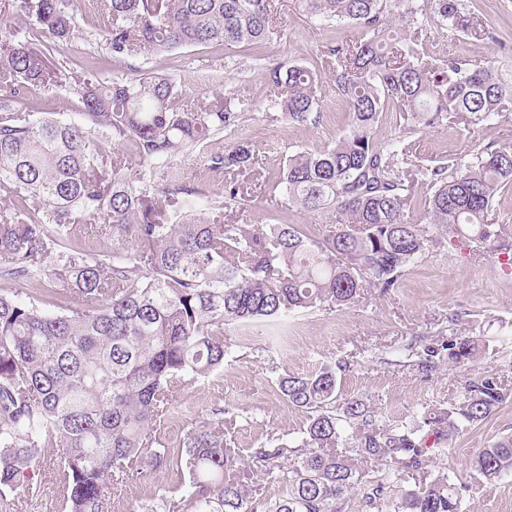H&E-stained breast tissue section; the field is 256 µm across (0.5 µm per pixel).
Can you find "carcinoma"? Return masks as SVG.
Instances as JSON below:
<instances>
[{
	"instance_id": "cac0c4a2",
	"label": "carcinoma",
	"mask_w": 512,
	"mask_h": 512,
	"mask_svg": "<svg viewBox=\"0 0 512 512\" xmlns=\"http://www.w3.org/2000/svg\"><path fill=\"white\" fill-rule=\"evenodd\" d=\"M446 29L476 30L464 0H430ZM0 12L25 21L19 39H0V280L46 279L56 311L33 298L0 295V487L12 488L44 462L66 512H103L114 483L146 469L177 472L181 494L161 493L133 512H341L364 484L365 467L388 474L421 468L427 436L381 425L374 411L341 393L343 361L288 374L278 389L307 413L287 443L236 447L217 409L184 434L176 449L157 435L175 413L181 386L224 366V325H285L289 316L354 305L365 291L385 295L430 250L462 243L512 262V225L490 219L496 197L512 187V148H485L467 160L425 166L412 138L427 128L479 125L512 104V83L491 67L456 56L433 63L388 33L399 19L414 38L427 31L412 0H303L312 16L348 22L357 33L325 46L332 80L351 116L348 130L319 151L288 159L271 192L287 197L274 224L224 222L240 188L222 200L186 186L176 161L238 125L251 103L175 107L172 77L142 72L139 58L213 43L261 50L281 38L272 0H101L96 30L112 59L135 77L102 76L91 57L73 61L56 47L75 38L81 0H0ZM71 75L80 120L28 112L26 96ZM320 71L292 63L267 71L280 93L270 105L288 119L319 118ZM395 117L399 136L379 142L374 127ZM134 146V170L97 140ZM210 169L258 164L252 146L207 154ZM323 214L317 237L291 222V208ZM424 212L422 219L414 217ZM93 219L118 248L73 245L76 226ZM129 242L131 246L124 247ZM423 370L448 352L453 363L477 357L457 336L441 347L407 345ZM512 397L496 378L470 384L451 409L423 421L437 444L479 425ZM473 468L492 482L512 473V436L482 449ZM284 491L263 498L258 476ZM379 483L362 496L383 512H461L459 489L445 474L425 478L400 501Z\"/></svg>"
}]
</instances>
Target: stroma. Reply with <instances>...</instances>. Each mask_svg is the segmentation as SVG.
<instances>
[{
  "mask_svg": "<svg viewBox=\"0 0 512 512\" xmlns=\"http://www.w3.org/2000/svg\"><path fill=\"white\" fill-rule=\"evenodd\" d=\"M274 7L284 35L263 53L241 44L219 43L153 56L143 64L144 69L176 79L175 103L180 108L218 98L252 100L251 112L210 142L209 148L221 151L249 144L259 155L256 169L213 171L195 152L182 157L176 170L181 182L212 195L222 193L227 182L239 184L242 198L226 213L227 220L236 224L273 223L279 205L270 187L289 157L331 145L350 123L327 75L316 87L319 119L293 123L269 108L274 95L266 78L269 63L319 59L327 43L353 32L351 25L329 24L309 15L302 0H274ZM469 9L479 22L494 28L495 41L432 24L418 42L419 51L435 62L450 56L475 60L512 82V0H471ZM101 23L99 0H82L76 17L79 35L62 53H92L103 73L123 74V66L90 39ZM507 143L512 144V109L481 126L447 125L425 131L415 150L423 164L436 165ZM454 336L474 337L478 360L452 366L443 358L426 371L390 362L393 349L410 339L428 344ZM224 337L230 354L219 374L205 383H187L178 394L176 415L160 430L170 443L182 441L189 428L222 407L236 417L237 447H258L272 435L291 439L305 415L281 399L277 379L351 357L355 365L341 374L343 398L363 400L382 423L419 429L426 408L450 407L471 382L495 377L512 387V270L501 269L490 257L477 258L444 246L411 266L388 294L372 291L351 308L294 315L287 338L270 336L260 323L248 330L227 325ZM507 435H512V401L499 405L481 424L463 429L451 446L428 452L424 471L401 469L389 490L391 499L399 500L414 489L423 472H440L460 488L461 512H512V474L488 485L470 465L479 449ZM38 486L39 496L33 500L24 487L0 488V512H62L60 493L50 478L39 477ZM178 486V477L170 472L145 471L141 480L113 486L107 512H128L131 504L149 500L158 489Z\"/></svg>",
  "mask_w": 512,
  "mask_h": 512,
  "instance_id": "35a3bbf8",
  "label": "stroma"
}]
</instances>
